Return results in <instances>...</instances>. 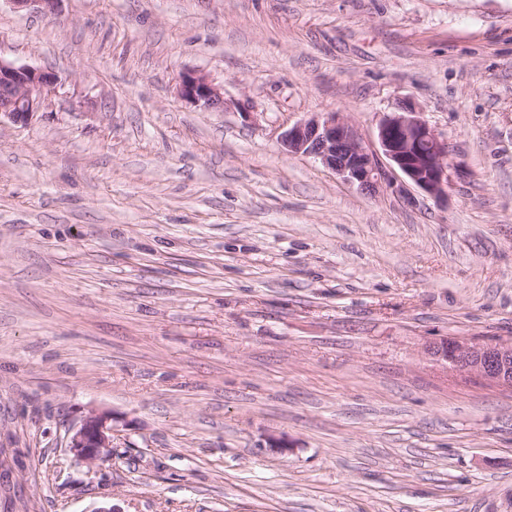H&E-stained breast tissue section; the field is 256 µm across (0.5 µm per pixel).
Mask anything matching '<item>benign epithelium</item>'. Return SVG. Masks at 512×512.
<instances>
[{"mask_svg": "<svg viewBox=\"0 0 512 512\" xmlns=\"http://www.w3.org/2000/svg\"><path fill=\"white\" fill-rule=\"evenodd\" d=\"M17 9L47 14L58 0H10ZM57 76L42 69L0 57V118L26 124L45 96L54 91ZM179 96L205 109L225 111L239 104L224 98V89L201 73L180 76ZM283 149L293 155L319 160L344 181L374 193L390 183L397 170L414 186L438 198L448 197L451 168L448 142L421 117L416 107L403 105L385 114L377 125L376 146L365 144L352 125L338 112H319L295 123L282 136ZM427 353L457 371L474 374L496 385L512 387V343L470 346L442 339ZM118 418L106 410L91 409L72 429L67 448L75 460L99 466L112 452V436Z\"/></svg>", "mask_w": 512, "mask_h": 512, "instance_id": "1", "label": "benign epithelium"}]
</instances>
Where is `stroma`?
Masks as SVG:
<instances>
[{
  "instance_id": "stroma-1",
  "label": "stroma",
  "mask_w": 512,
  "mask_h": 512,
  "mask_svg": "<svg viewBox=\"0 0 512 512\" xmlns=\"http://www.w3.org/2000/svg\"><path fill=\"white\" fill-rule=\"evenodd\" d=\"M0 57L61 83L0 121V512H512V388L426 351L512 342V0H0ZM406 103L447 199L281 147ZM179 96L188 103L205 109L225 111L235 106L233 101L224 98L223 88L212 83L201 73L187 72L179 78ZM118 418L106 410H88L72 429L67 447L75 460L88 466H100L112 452L114 423Z\"/></svg>"
}]
</instances>
